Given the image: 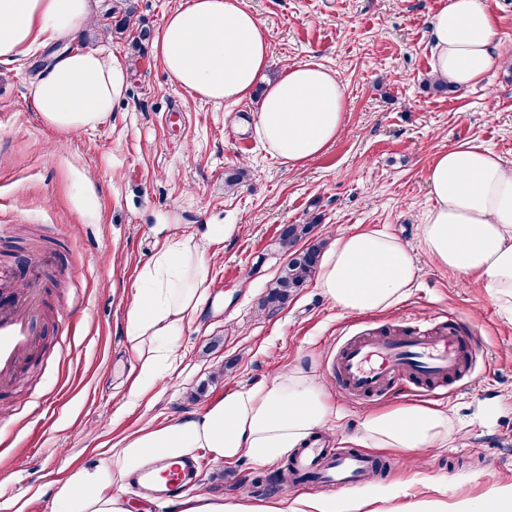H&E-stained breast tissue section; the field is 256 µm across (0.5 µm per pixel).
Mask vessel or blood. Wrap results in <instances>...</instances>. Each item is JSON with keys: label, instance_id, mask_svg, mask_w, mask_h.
<instances>
[{"label": "vessel or blood", "instance_id": "vessel-or-blood-1", "mask_svg": "<svg viewBox=\"0 0 512 512\" xmlns=\"http://www.w3.org/2000/svg\"><path fill=\"white\" fill-rule=\"evenodd\" d=\"M39 280L16 281L11 269L0 266V390L14 384L42 345L43 314ZM472 343L453 328L408 335H360L348 339L336 356L335 371L346 390L357 396L381 391L390 379L455 381L471 368ZM367 455L315 445L301 449L291 463L294 478H313L341 491L354 488L359 474L369 469ZM197 479L194 460H183L171 479L156 484L152 468L137 472L136 483L160 498H174Z\"/></svg>", "mask_w": 512, "mask_h": 512}]
</instances>
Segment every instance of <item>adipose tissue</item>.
Instances as JSON below:
<instances>
[{
	"instance_id": "obj_1",
	"label": "adipose tissue",
	"mask_w": 512,
	"mask_h": 512,
	"mask_svg": "<svg viewBox=\"0 0 512 512\" xmlns=\"http://www.w3.org/2000/svg\"><path fill=\"white\" fill-rule=\"evenodd\" d=\"M91 0H0V60L18 59L34 45L74 39L92 17ZM434 75L464 90L500 59L496 16L488 0H448L430 29ZM156 57L183 89L206 101L256 99L253 128L268 151L288 164L317 157L342 133L345 91L334 69L292 64L268 81L269 46L243 0H182L165 16L153 42ZM128 62L103 50L65 51L32 82L36 112L61 129L97 125L126 91ZM433 199L418 239L424 253L512 307V162L481 144L440 153L426 170ZM409 249L379 230L337 240L317 272L324 297L345 312L387 309L412 286ZM207 293L204 262L191 240L159 252L145 268L126 313L125 332L138 355L131 395L163 380L175 359L173 338L194 318ZM329 380L285 367L263 383L224 394L192 417L126 437L109 459L72 470L60 484L55 512H130L124 479L205 448L214 459L248 457L274 465L288 452L332 431ZM446 411L422 403L364 413L357 440L369 448L409 455L447 445ZM180 512H376L372 500L280 496L256 505L245 498H182Z\"/></svg>"
}]
</instances>
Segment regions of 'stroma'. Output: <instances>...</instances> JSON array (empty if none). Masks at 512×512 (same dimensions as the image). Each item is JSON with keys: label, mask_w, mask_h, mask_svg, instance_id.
<instances>
[{"label": "stroma", "mask_w": 512, "mask_h": 512, "mask_svg": "<svg viewBox=\"0 0 512 512\" xmlns=\"http://www.w3.org/2000/svg\"><path fill=\"white\" fill-rule=\"evenodd\" d=\"M111 0H95L92 21L72 48L104 49L130 65L126 94L97 126L61 130L35 112L30 84L60 44L0 62V263L26 279L34 254H56L58 280H46V334L36 359L0 391V512H52L57 482L74 467L107 459L121 441L205 409L237 386L302 365L333 377L350 337L457 326L478 345L475 370L447 394L393 380L371 397L334 384L328 402L343 418L325 440L350 448L367 409L423 402L454 424L447 447L408 461L377 451L387 472L364 478L358 494L402 489L395 506L436 498L448 479L449 508L512 488V308L435 266L418 226L433 201L427 167L448 148L481 143L512 161V0H491L502 59L469 89L431 88L430 23L446 0H245L270 49V77L284 64L337 70L346 125L323 153L301 166L273 156L243 126L254 102L213 104L179 87L152 50L176 0H133L127 29L103 34ZM149 39H139L140 30ZM243 172L241 186L225 178ZM315 221L332 244L353 229L396 236L418 274L406 297L383 311L347 313L308 282L285 308L260 303L288 257L281 225ZM220 224L222 236L205 235ZM207 268V295L176 338L177 358L162 384L130 400L137 357L124 325L138 278L160 251L187 235ZM199 493L321 494L278 479L285 462L227 465L203 448Z\"/></svg>", "instance_id": "stroma-1"}]
</instances>
